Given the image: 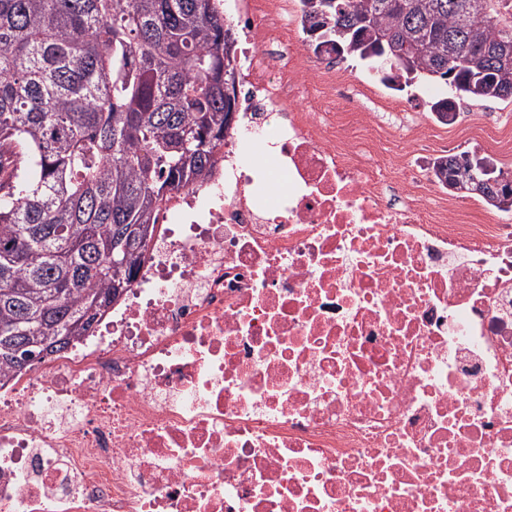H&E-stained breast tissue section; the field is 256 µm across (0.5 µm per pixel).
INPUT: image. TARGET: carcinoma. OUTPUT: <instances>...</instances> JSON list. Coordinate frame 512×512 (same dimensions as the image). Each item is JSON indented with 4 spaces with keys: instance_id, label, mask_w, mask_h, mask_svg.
Segmentation results:
<instances>
[{
    "instance_id": "obj_1",
    "label": "carcinoma",
    "mask_w": 512,
    "mask_h": 512,
    "mask_svg": "<svg viewBox=\"0 0 512 512\" xmlns=\"http://www.w3.org/2000/svg\"><path fill=\"white\" fill-rule=\"evenodd\" d=\"M306 34L344 59L366 38L397 50L398 88L441 80L458 100L512 99V22L497 0H326ZM469 18L460 20L463 3ZM509 51L477 60L460 51ZM232 31L214 0H0V375L43 350L87 336L115 284L112 246L152 236L175 187L204 182L234 112ZM414 61L412 70L402 60ZM190 145H185V142ZM450 188L512 206L507 180L463 151L436 162Z\"/></svg>"
}]
</instances>
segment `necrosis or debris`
Masks as SVG:
<instances>
[{"mask_svg": "<svg viewBox=\"0 0 512 512\" xmlns=\"http://www.w3.org/2000/svg\"><path fill=\"white\" fill-rule=\"evenodd\" d=\"M226 2L213 175L92 335L0 379V512H512V209L448 190L419 117L352 106L301 0Z\"/></svg>", "mask_w": 512, "mask_h": 512, "instance_id": "4bbe7bcc", "label": "necrosis or debris"}]
</instances>
